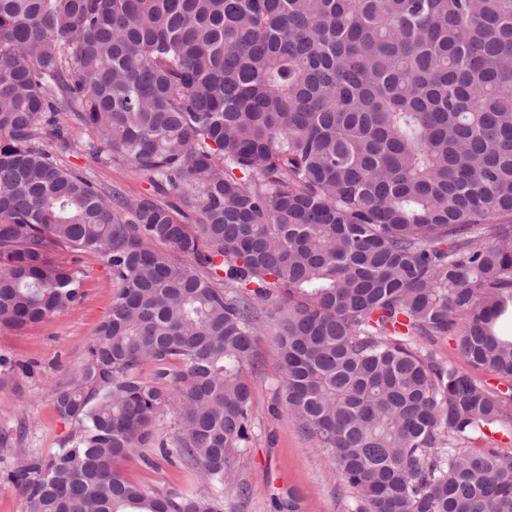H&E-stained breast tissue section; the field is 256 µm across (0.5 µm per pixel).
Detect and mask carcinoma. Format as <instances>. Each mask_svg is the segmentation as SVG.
<instances>
[{
	"instance_id": "carcinoma-1",
	"label": "carcinoma",
	"mask_w": 512,
	"mask_h": 512,
	"mask_svg": "<svg viewBox=\"0 0 512 512\" xmlns=\"http://www.w3.org/2000/svg\"><path fill=\"white\" fill-rule=\"evenodd\" d=\"M75 125L151 190L60 165ZM64 249L118 289L51 386L75 433L6 474L30 512H222L268 317L362 512H512V0H0V327L70 309ZM171 402L206 494L117 468ZM427 349L431 350L436 354V357L448 363V360L466 368L474 377L483 381L486 385L491 386L493 388L499 387L501 390H505L504 386L501 385V381L496 377L491 375L490 373L482 370H474L468 367L461 359V357L457 354V350L455 347V342L448 337L439 339L435 343L430 345H424ZM504 428L511 429V434L498 432L492 437L491 446L506 460H512V401H507L502 415Z\"/></svg>"
}]
</instances>
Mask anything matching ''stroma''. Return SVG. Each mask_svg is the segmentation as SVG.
<instances>
[{"instance_id":"1","label":"stroma","mask_w":512,"mask_h":512,"mask_svg":"<svg viewBox=\"0 0 512 512\" xmlns=\"http://www.w3.org/2000/svg\"><path fill=\"white\" fill-rule=\"evenodd\" d=\"M88 137L85 130L74 129L77 147L59 153V162L85 174L99 189H118L130 199L148 192L149 183L129 168L96 162L80 149ZM75 267L81 295L66 313L21 331L0 328V354L14 366L13 376L0 383V471L16 466L15 449L46 457L74 431L57 412L50 387L81 363L97 327L111 313L117 290L99 257L80 255ZM276 354L274 330L265 328L256 338L247 371L254 431L233 464L232 480L224 489V512H359L362 503L339 480L331 449L299 428L279 405ZM176 416V407L166 406L149 442L120 460L118 467L128 480L147 488L205 492L195 471L158 454L159 442L174 432ZM149 458L155 467L146 466Z\"/></svg>"}]
</instances>
